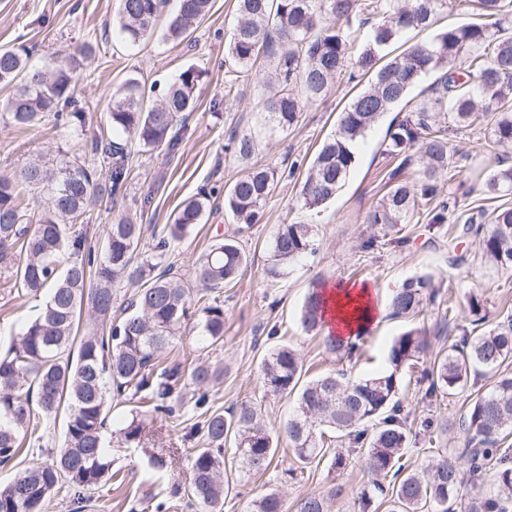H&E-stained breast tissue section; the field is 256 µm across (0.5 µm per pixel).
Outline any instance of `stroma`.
Here are the masks:
<instances>
[{
	"mask_svg": "<svg viewBox=\"0 0 512 512\" xmlns=\"http://www.w3.org/2000/svg\"><path fill=\"white\" fill-rule=\"evenodd\" d=\"M119 0H0V49L27 46L35 65L70 63L75 67L73 98L87 115L91 129L106 125V108L116 88L128 78L142 87H166L183 69L193 66L203 73L194 112L184 118L182 141L174 153L133 152L130 182L117 203L91 206L77 227L92 243H102L106 229L118 214L136 215L146 235L160 233L186 199L206 192L211 206L201 224L173 245L170 261L185 281H193V263L215 240H236L248 256V265L235 286L225 288L224 346L211 360L224 364L223 383L213 387L214 407L231 408L257 402L270 428H278L294 407L292 397H263L260 362L274 343L295 348L309 376L344 369L357 379L387 368L393 340L408 328L422 330L432 352L447 348L467 324L468 301L477 298L496 324L512 313V270L497 268L481 253L475 237L451 234L444 225L411 221L400 232L386 233L366 217L387 190L389 168L381 154L390 117H383L360 142L356 162L344 186L329 203L316 210L303 208L300 191L303 172L288 175L292 163H310L323 142L334 134L337 115L353 94L351 84L337 81L327 96L309 105L288 131L264 140L253 164L272 167L282 177L258 224L239 229L224 213V189L234 183L245 166L224 149L231 138L253 128L259 117L261 93L257 79L241 76L224 61V44L237 20L235 0H214L210 13L183 43H164L158 37L143 40L136 48L112 35ZM452 145L468 154L466 168L451 169L441 179L442 189L459 183H477L490 169L512 165V149L494 146L480 130L454 134ZM85 137L73 128L46 121L31 128L0 125V174L13 173L59 150L83 153ZM313 225L317 250L292 264L285 277L270 281L265 269L271 241L279 225ZM374 249H364L367 239ZM431 277L439 295L414 323L385 319L360 341L358 355L344 362L326 350L320 337L305 333L299 311L312 282L326 286L364 283L378 288L381 299L409 278ZM41 298L20 297L0 272V350H6L24 323L31 320ZM429 355L422 356L403 375L401 395L410 419L430 417L447 423L442 447L455 450L466 444L462 416L469 398L459 394L435 402L424 397L423 372ZM127 400H113L105 429L112 446L109 455L119 477L92 491L85 512H132L149 499H172L171 512H189L183 498L171 497L174 483L184 482L193 444H174L172 464L155 472L144 449L120 446L117 434L128 416ZM368 476L362 452H353L343 470L331 471L329 459L299 464L287 442H280L271 468L262 477L236 487L224 501V512H250L254 500L279 491L286 506L302 497L335 491L332 512H358V496Z\"/></svg>",
	"mask_w": 512,
	"mask_h": 512,
	"instance_id": "35a3bbf8",
	"label": "stroma"
}]
</instances>
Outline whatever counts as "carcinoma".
I'll return each instance as SVG.
<instances>
[{
	"mask_svg": "<svg viewBox=\"0 0 512 512\" xmlns=\"http://www.w3.org/2000/svg\"><path fill=\"white\" fill-rule=\"evenodd\" d=\"M163 34L167 41L186 39L212 8V0H178ZM475 15L492 19L437 30L443 0H237V22L225 53L240 69L251 71L268 62L260 84L272 89L263 96L259 130L231 140L234 153L249 159L262 135L272 136L298 123L301 112L323 96L347 72L354 42L353 19L381 20L367 29L365 44L352 63L353 73L370 76L367 88L340 113L336 131L321 146L302 184L304 207L316 209L336 196L356 160L365 133L406 97L422 77L436 73L430 94L407 114L390 123L383 154L394 163L389 189L369 212L367 223L393 228L423 214L429 224H445L456 214L459 234L479 235L485 258L512 269V205L488 210L460 205L453 193L443 195L440 176L453 164L450 134L480 129L498 146H512V0H462ZM167 0H121L118 34L136 45L153 35ZM434 30L430 39L389 57L388 49L409 30ZM29 50H0V84L13 86L0 119L27 128L52 120L85 130L86 113L68 112L73 104L74 70L60 65L28 69ZM201 71L188 67L145 105V91L135 78L117 88L108 103L107 121L118 136H90L91 152L107 164L108 195L125 191L131 174L132 147L140 151L177 150V121L197 99ZM99 177L85 157L62 153L52 160L0 175V264L17 294L47 291L36 317L0 353V464L24 448L28 431L47 420L64 417L65 446L50 460L34 463L0 487V512H46L61 489L71 498V512H84V491L97 487L111 469L104 430L112 413V393L136 403L119 429L129 448H147L155 434L147 418L160 419L180 432L190 413L198 417L182 439L201 446L188 460L189 506L196 512H221L233 485L248 482L270 468L280 437L288 440L301 464L330 452L324 434L339 435L351 448H365L370 480L359 498L358 512H512V314L488 330L477 299L470 301L473 320L460 326L448 352L436 357L424 374L425 398L436 401L474 389L464 417L466 445L459 455L437 449L421 465H405L411 438L433 440L442 430L432 418L409 420L400 397L401 376L429 348L423 334L409 329L394 339L388 368L351 380L338 371L305 378L303 362L291 346L278 343L260 366L263 396H292L295 408L279 432L269 428L262 408L243 402L221 411L210 406V388L224 380L220 362L190 364L160 359L193 324L202 349L224 341L221 290L234 284L248 258L231 239L214 242L194 262L200 291L173 272L167 263L170 244L182 240L202 222L210 206L207 195L189 199L154 238L151 250L138 252L143 225L119 216L109 225L101 251L74 230L93 196ZM42 189L49 205L35 223L25 218L17 201L19 183ZM279 182L272 168L253 167L224 192V211L246 228L257 223ZM484 192L494 200L512 195V166L491 171ZM272 280L283 278L295 261L314 252L310 224H281L271 243ZM138 286L123 316L112 322L115 286ZM431 280H406L389 299L393 318L412 319L435 301ZM325 298L320 284L308 289L300 324L306 333L323 328ZM326 349L340 358L359 345L332 334ZM77 355H71L73 346ZM486 383H481V380ZM195 386L186 400L187 384ZM234 437L236 474L226 473L224 444ZM311 494L296 503V512H329L328 499ZM252 512H288L274 490L253 502Z\"/></svg>",
	"mask_w": 512,
	"mask_h": 512,
	"instance_id": "1",
	"label": "carcinoma"
}]
</instances>
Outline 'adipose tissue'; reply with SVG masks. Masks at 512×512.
<instances>
[{
	"label": "adipose tissue",
	"mask_w": 512,
	"mask_h": 512,
	"mask_svg": "<svg viewBox=\"0 0 512 512\" xmlns=\"http://www.w3.org/2000/svg\"><path fill=\"white\" fill-rule=\"evenodd\" d=\"M326 327L343 338H353L378 326L386 315L377 289L339 283L327 291Z\"/></svg>",
	"instance_id": "1"
}]
</instances>
